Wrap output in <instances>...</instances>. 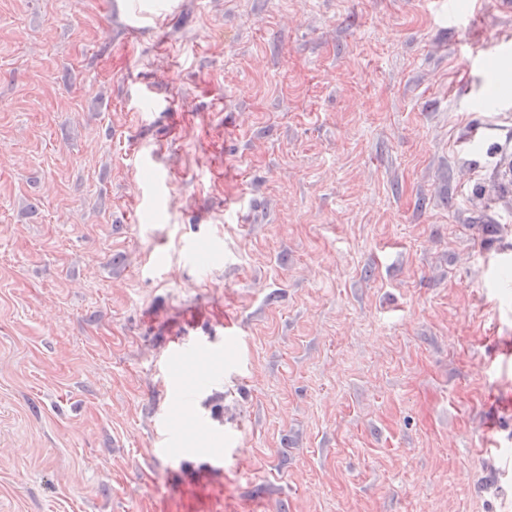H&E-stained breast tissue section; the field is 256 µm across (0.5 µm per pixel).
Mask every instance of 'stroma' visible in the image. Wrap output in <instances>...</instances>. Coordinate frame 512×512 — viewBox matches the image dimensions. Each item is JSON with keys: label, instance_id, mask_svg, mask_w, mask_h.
<instances>
[{"label": "stroma", "instance_id": "1", "mask_svg": "<svg viewBox=\"0 0 512 512\" xmlns=\"http://www.w3.org/2000/svg\"><path fill=\"white\" fill-rule=\"evenodd\" d=\"M472 3L0 0V512H512ZM202 347H180L178 348L168 360L165 366L166 375L173 381L180 382L182 379V372L188 360L196 354L202 352Z\"/></svg>", "mask_w": 512, "mask_h": 512}]
</instances>
